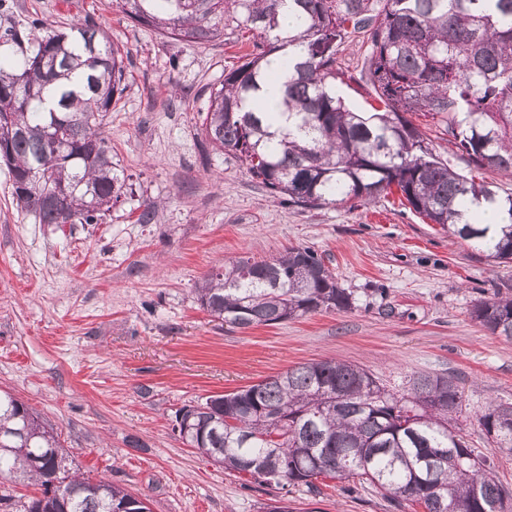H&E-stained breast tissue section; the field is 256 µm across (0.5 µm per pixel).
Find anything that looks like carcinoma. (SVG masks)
I'll use <instances>...</instances> for the list:
<instances>
[{"mask_svg":"<svg viewBox=\"0 0 512 512\" xmlns=\"http://www.w3.org/2000/svg\"><path fill=\"white\" fill-rule=\"evenodd\" d=\"M294 26L282 28V6ZM139 25L204 44L232 25L254 50L210 90L205 140L233 154L274 197L316 208L372 202L397 191L409 209L498 263H512V192L456 171L408 115H430L468 166L512 178V0H112ZM8 28L17 55L0 57V163L20 210L41 224H96L126 188L102 125L125 90L121 50L86 21L70 32ZM356 35L370 111L351 109L336 55ZM293 74L274 113L251 108L273 58ZM497 208L487 234L475 208ZM214 319L238 329L321 311H349L353 293L308 246L257 261L240 257L195 288ZM471 317L512 340V298L476 303ZM464 389L452 375H412L403 391L341 361L299 365L246 389L182 407L180 437L224 469L260 484L318 491L320 479H355L382 498L426 512H507L495 457L451 425ZM512 452V404L478 418ZM0 479L41 487L16 512H134L133 495L71 471L58 436L27 405L0 393Z\"/></svg>","mask_w":512,"mask_h":512,"instance_id":"carcinoma-1","label":"carcinoma"}]
</instances>
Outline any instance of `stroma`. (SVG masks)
I'll use <instances>...</instances> for the list:
<instances>
[{"label": "stroma", "instance_id": "stroma-1", "mask_svg": "<svg viewBox=\"0 0 512 512\" xmlns=\"http://www.w3.org/2000/svg\"><path fill=\"white\" fill-rule=\"evenodd\" d=\"M109 3L0 0V31L90 20L120 47L126 87L102 133L128 184L100 223L42 224L17 207L0 164V391L53 428L80 473L146 497L151 512H269L280 501L291 512H424L353 480L322 481L315 493L244 481L184 444L175 412L333 359L391 387L413 374L458 376L460 433L495 452L477 418L512 403V341L470 311L512 294V263H492L394 193L355 208L271 197L200 132L211 88L250 45L231 32L172 41ZM297 245L352 290V310L240 330L200 307L194 288L212 269Z\"/></svg>", "mask_w": 512, "mask_h": 512}]
</instances>
